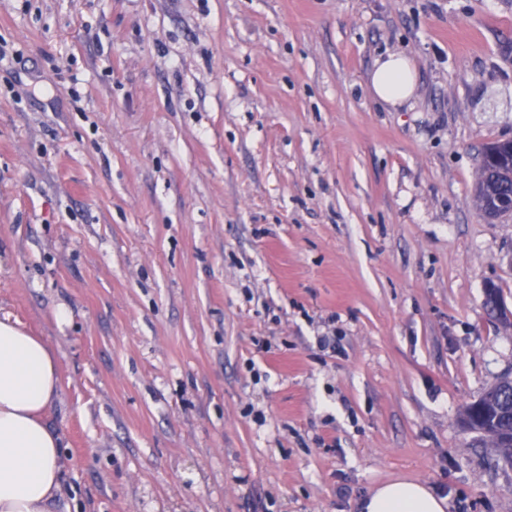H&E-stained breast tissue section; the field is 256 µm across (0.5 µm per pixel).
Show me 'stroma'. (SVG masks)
I'll return each mask as SVG.
<instances>
[{"label":"stroma","instance_id":"stroma-1","mask_svg":"<svg viewBox=\"0 0 512 512\" xmlns=\"http://www.w3.org/2000/svg\"><path fill=\"white\" fill-rule=\"evenodd\" d=\"M510 139L512 0H0V317L56 355L61 512H512L461 426L512 372ZM416 71L403 54H389L376 62L369 75V87L374 98L392 107L410 102L416 91ZM512 194V164L507 154L491 161L479 160L475 199L479 211L488 219L499 217L498 201ZM359 512H446L447 499L419 481L393 480L375 488Z\"/></svg>","mask_w":512,"mask_h":512}]
</instances>
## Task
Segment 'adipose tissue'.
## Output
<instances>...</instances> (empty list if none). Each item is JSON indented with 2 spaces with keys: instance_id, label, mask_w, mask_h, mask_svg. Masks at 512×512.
<instances>
[{
  "instance_id": "obj_1",
  "label": "adipose tissue",
  "mask_w": 512,
  "mask_h": 512,
  "mask_svg": "<svg viewBox=\"0 0 512 512\" xmlns=\"http://www.w3.org/2000/svg\"><path fill=\"white\" fill-rule=\"evenodd\" d=\"M409 58L377 60L369 87L379 102L397 108L416 91ZM56 357L49 345L18 322L0 318V512H57L63 491L62 436L45 412L58 395ZM447 501L419 481L393 480L375 488L362 512H446Z\"/></svg>"
}]
</instances>
